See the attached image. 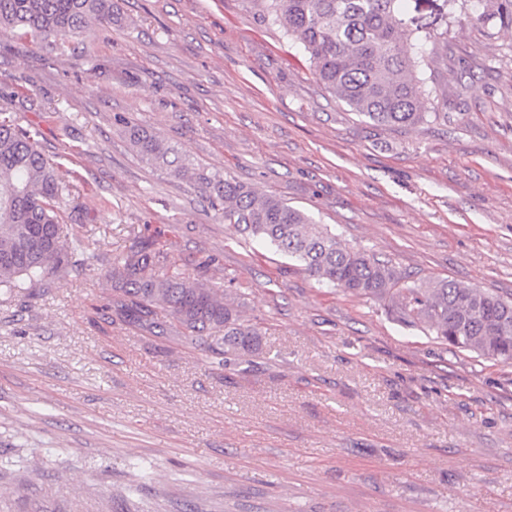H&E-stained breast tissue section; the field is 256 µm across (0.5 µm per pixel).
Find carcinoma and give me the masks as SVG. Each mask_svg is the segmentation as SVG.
<instances>
[{
    "instance_id": "1",
    "label": "carcinoma",
    "mask_w": 512,
    "mask_h": 512,
    "mask_svg": "<svg viewBox=\"0 0 512 512\" xmlns=\"http://www.w3.org/2000/svg\"><path fill=\"white\" fill-rule=\"evenodd\" d=\"M308 56L322 87L375 126L427 120L429 91L418 77L428 45L444 34L410 28L404 0H252ZM461 27L512 24V0H447ZM120 19L118 0H0V33L31 38L62 53L88 30ZM130 146L147 163L186 178L191 168L157 135L127 126ZM220 202L224 223L296 262L318 284L388 301L394 318L439 344L476 358L512 362V299L452 279L403 282L371 253L343 243L326 224L275 194H258L231 177L198 174ZM62 165L39 150L34 134L0 113V295L13 297L81 264L82 236L60 224ZM146 244L110 263L112 293L102 315L153 336L206 341L213 354L261 349V330L240 318L220 289L193 282Z\"/></svg>"
}]
</instances>
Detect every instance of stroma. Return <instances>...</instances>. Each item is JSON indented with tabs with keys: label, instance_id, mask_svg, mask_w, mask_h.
I'll return each mask as SVG.
<instances>
[{
	"label": "stroma",
	"instance_id": "1",
	"mask_svg": "<svg viewBox=\"0 0 512 512\" xmlns=\"http://www.w3.org/2000/svg\"><path fill=\"white\" fill-rule=\"evenodd\" d=\"M53 59L0 36V112L68 169L82 270L0 296V512H512V363L480 361L319 285L141 160L135 123L193 168L276 194L415 280L512 298V28H459L422 64L433 117L375 127L252 0H119ZM103 64L106 76L90 79ZM138 240L263 332L221 367L97 320Z\"/></svg>",
	"mask_w": 512,
	"mask_h": 512
}]
</instances>
